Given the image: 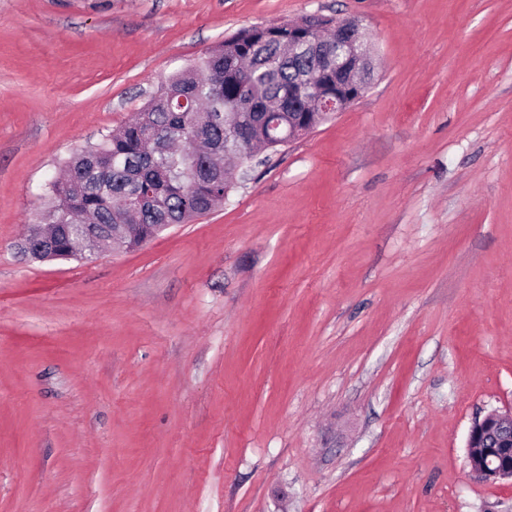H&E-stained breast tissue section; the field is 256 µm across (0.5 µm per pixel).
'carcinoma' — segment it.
I'll use <instances>...</instances> for the list:
<instances>
[{
    "label": "carcinoma",
    "mask_w": 512,
    "mask_h": 512,
    "mask_svg": "<svg viewBox=\"0 0 512 512\" xmlns=\"http://www.w3.org/2000/svg\"><path fill=\"white\" fill-rule=\"evenodd\" d=\"M287 42L286 28L278 37L241 30L161 84L125 127L65 161L36 220L52 225L53 246L36 240L21 256L81 259L111 244L113 224L132 227L125 243L132 248L223 203L236 185L227 151L245 165L270 150L267 113L286 129L290 113L314 111L296 83L310 58L288 56ZM229 110L248 119L249 138L227 139L222 117Z\"/></svg>",
    "instance_id": "cac0c4a2"
}]
</instances>
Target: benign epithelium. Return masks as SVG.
Segmentation results:
<instances>
[{
  "label": "benign epithelium",
  "instance_id": "7a95c632",
  "mask_svg": "<svg viewBox=\"0 0 512 512\" xmlns=\"http://www.w3.org/2000/svg\"><path fill=\"white\" fill-rule=\"evenodd\" d=\"M333 30L336 40L330 45L308 37L307 44L316 51L315 64L301 85L322 113L345 111L362 96L371 79L368 41L360 21L338 20ZM467 448L470 476L486 482H512V408L474 421Z\"/></svg>",
  "mask_w": 512,
  "mask_h": 512
}]
</instances>
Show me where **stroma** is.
<instances>
[{
  "label": "stroma",
  "instance_id": "obj_1",
  "mask_svg": "<svg viewBox=\"0 0 512 512\" xmlns=\"http://www.w3.org/2000/svg\"><path fill=\"white\" fill-rule=\"evenodd\" d=\"M369 89L135 250L29 262L51 175L239 30ZM512 0H0V512H512ZM470 476L482 481L512 484V408L475 420L467 438Z\"/></svg>",
  "mask_w": 512,
  "mask_h": 512
}]
</instances>
